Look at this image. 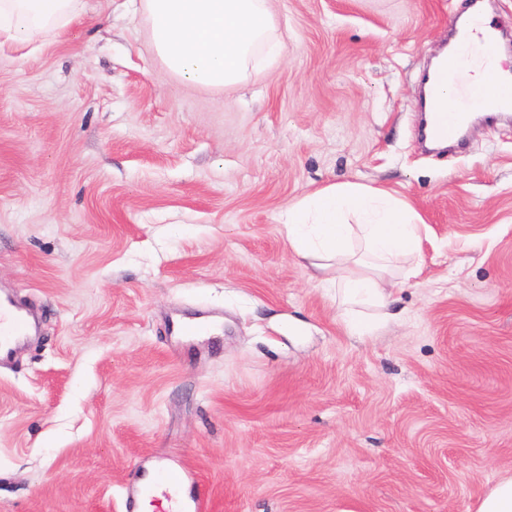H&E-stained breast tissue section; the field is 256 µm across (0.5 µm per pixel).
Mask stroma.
Wrapping results in <instances>:
<instances>
[{"label": "stroma", "mask_w": 512, "mask_h": 512, "mask_svg": "<svg viewBox=\"0 0 512 512\" xmlns=\"http://www.w3.org/2000/svg\"><path fill=\"white\" fill-rule=\"evenodd\" d=\"M284 48L215 92L130 0L0 52V512H123L190 469L198 512H476L512 476V118L426 149L421 77L471 0H272ZM420 215L422 273L349 335L281 213L324 186ZM32 317L16 306L12 298L5 293L0 299V362L10 361L19 347L31 336Z\"/></svg>", "instance_id": "35a3bbf8"}]
</instances>
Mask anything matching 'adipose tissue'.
<instances>
[{
	"label": "adipose tissue",
	"instance_id": "ef3b65f1",
	"mask_svg": "<svg viewBox=\"0 0 512 512\" xmlns=\"http://www.w3.org/2000/svg\"><path fill=\"white\" fill-rule=\"evenodd\" d=\"M79 0H0V51L19 49L65 28ZM151 26V46L164 70L215 91L247 79L258 58L274 62L283 50L275 37L271 0H139ZM512 77L502 63L449 75L443 89L448 111L488 108L487 90ZM293 253L323 274L322 287L339 291L351 334L369 327L360 307L386 310L398 263L406 276L422 272L421 224L406 202L382 188L331 184L288 206L281 215Z\"/></svg>",
	"mask_w": 512,
	"mask_h": 512
}]
</instances>
